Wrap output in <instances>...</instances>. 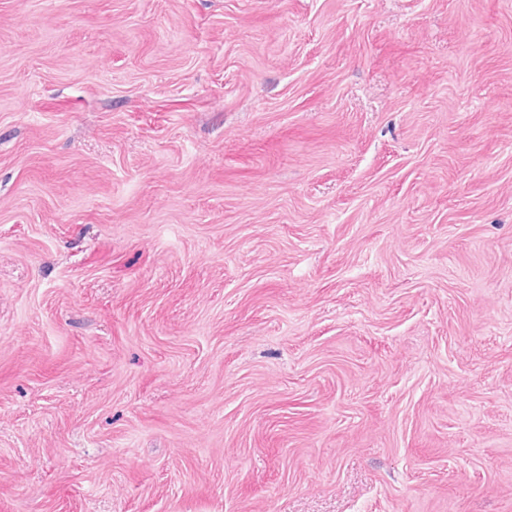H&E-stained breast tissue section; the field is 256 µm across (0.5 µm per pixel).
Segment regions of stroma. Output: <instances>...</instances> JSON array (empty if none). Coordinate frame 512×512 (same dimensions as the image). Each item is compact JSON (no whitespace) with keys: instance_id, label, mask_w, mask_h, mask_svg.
Instances as JSON below:
<instances>
[{"instance_id":"obj_1","label":"stroma","mask_w":512,"mask_h":512,"mask_svg":"<svg viewBox=\"0 0 512 512\" xmlns=\"http://www.w3.org/2000/svg\"><path fill=\"white\" fill-rule=\"evenodd\" d=\"M0 512H512V0H0Z\"/></svg>"}]
</instances>
